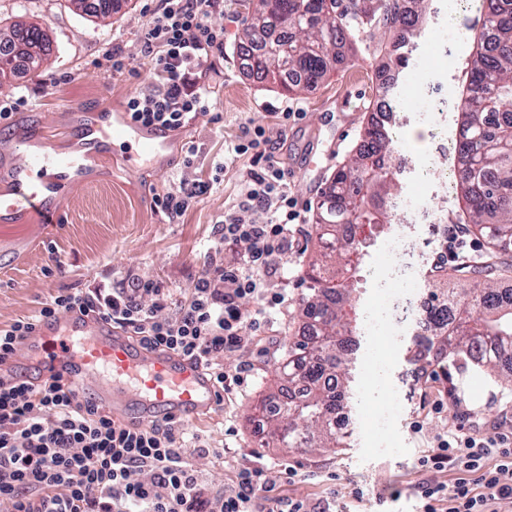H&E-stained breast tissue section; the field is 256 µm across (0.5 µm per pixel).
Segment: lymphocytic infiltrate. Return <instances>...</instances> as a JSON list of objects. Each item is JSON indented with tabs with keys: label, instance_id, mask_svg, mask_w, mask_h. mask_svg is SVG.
I'll list each match as a JSON object with an SVG mask.
<instances>
[{
	"label": "lymphocytic infiltrate",
	"instance_id": "f902f5d3",
	"mask_svg": "<svg viewBox=\"0 0 512 512\" xmlns=\"http://www.w3.org/2000/svg\"><path fill=\"white\" fill-rule=\"evenodd\" d=\"M224 0H161L141 39L151 87L126 102L133 121L176 131L211 105L208 87L191 77L224 52V29L212 17ZM246 158L239 193L216 227L210 261L181 298L150 279L130 288L98 285L60 291L33 315L0 328V512H209L207 490L187 456L206 447L201 436L176 420L144 425L114 420L58 375L34 386L13 375L12 361L42 324L77 312L131 332L145 349L175 353L213 381L219 392L241 386L251 369H224L225 352H250L257 325L288 309L286 280L292 239L307 209L287 190L290 173L263 127L243 126L231 144ZM212 182L185 177L174 190L154 194V206L175 219L210 193ZM266 222H256V212ZM243 254L223 261L224 247ZM259 299L253 311L244 304ZM438 453L420 458L421 469L453 466L462 473L452 486L416 482L421 512H489L512 498V439L475 438L464 426L440 439ZM496 464L483 468L486 456ZM259 468H244L219 496L218 512H305L289 498L269 499Z\"/></svg>",
	"mask_w": 512,
	"mask_h": 512
}]
</instances>
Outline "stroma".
<instances>
[{
  "mask_svg": "<svg viewBox=\"0 0 512 512\" xmlns=\"http://www.w3.org/2000/svg\"><path fill=\"white\" fill-rule=\"evenodd\" d=\"M157 6L158 0H122L111 17L98 19L75 13L69 0H0V22L39 26L50 41L39 68L14 69L0 80V101L28 98L9 119L0 120V145H16L17 132L34 131L44 119L58 127L70 125L69 112L79 105L124 111L127 98L152 82L141 65V31ZM251 10L249 0H224V12L215 18L224 27V53L214 60L211 110L173 135L176 155H184L187 143L198 146L195 173L215 177L211 193L171 220L155 209L152 194L177 187L184 166H153L141 174L126 167L118 149L87 160L86 179L66 192L57 223H43L27 212L18 223L0 224V243L12 248L0 264V327L34 314L58 291H78L100 281L128 288L136 279L149 278L176 296L188 289L204 271L214 228L238 192L242 162L231 159L227 148L248 123L265 127L271 138H283L278 157L292 173L288 186L316 207L336 170L359 148L373 105L386 101L394 108L395 133L406 157L393 164L400 196L435 207L443 222L457 223L453 159L443 161L440 175L428 172L427 165L437 144L452 147L459 137V92L472 52L468 33L482 25L481 0H426V20L415 43H401L397 33L389 32L354 49H340L343 62L325 81L295 93L257 80L242 68L237 44ZM115 46L130 71L113 79L100 63ZM395 51L422 61L419 85L406 95L399 86L380 82ZM423 84L436 87L446 100L445 121L424 120ZM285 112L299 113L300 118L282 123ZM219 163L224 171H216ZM398 229L391 224L370 241L357 296L360 308L374 302V283L385 271L384 257ZM439 240L437 225H413L411 244L421 255L400 282L402 291L432 293L427 272ZM318 248L312 224H305L295 243L296 258L284 271L293 297L288 312L276 317L273 330L262 332V351L253 356L254 369L239 391L211 417L188 423V430L210 445L209 452L192 454L190 462L213 492L230 485L239 469L251 466L265 471L273 495L303 500L309 512L339 497L345 498L349 512H374L376 496L394 486L402 495L386 503L387 512H417L411 484L425 478L449 486L459 476L452 468L418 472V458L433 454L436 437L454 432L458 424L455 409L435 411L434 401L456 390L480 432L512 436V388H502L478 367L458 370L445 363L436 365L435 378L421 379L420 365L411 359L417 341L413 322H406L402 336L386 349L361 332L351 339L352 380L338 411L341 447H277L258 407L277 394L279 362L305 322L298 305L302 277ZM52 250L65 262V274L45 273ZM379 349L386 354L385 380L373 389V354ZM370 405L390 415L387 430L378 437L368 429ZM289 469L294 479H287ZM355 488L363 490V501L350 498Z\"/></svg>",
  "mask_w": 512,
  "mask_h": 512,
  "instance_id": "obj_1",
  "label": "stroma"
}]
</instances>
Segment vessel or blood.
<instances>
[{
    "label": "vessel or blood",
    "mask_w": 512,
    "mask_h": 512,
    "mask_svg": "<svg viewBox=\"0 0 512 512\" xmlns=\"http://www.w3.org/2000/svg\"><path fill=\"white\" fill-rule=\"evenodd\" d=\"M75 154L59 157L52 144L53 128L43 124L12 162L0 166V179L10 189L0 195V223L7 224L23 208L55 223L66 189L82 180L85 159L112 146L124 148L127 165L135 169L154 162L177 165L170 154L171 133L134 122L125 112H99L76 107ZM35 383L74 363L79 390L90 393L113 416L139 415L145 420H196L216 411L221 401L203 370L171 352L137 348L123 330L77 314L62 316L29 340L17 359Z\"/></svg>",
    "instance_id": "obj_1"
}]
</instances>
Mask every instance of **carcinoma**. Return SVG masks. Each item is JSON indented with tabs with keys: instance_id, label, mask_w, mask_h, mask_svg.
<instances>
[{
	"instance_id": "cac0c4a2",
	"label": "carcinoma",
	"mask_w": 512,
	"mask_h": 512,
	"mask_svg": "<svg viewBox=\"0 0 512 512\" xmlns=\"http://www.w3.org/2000/svg\"><path fill=\"white\" fill-rule=\"evenodd\" d=\"M86 15L109 16L115 0H70ZM424 0L408 11L400 0H257L239 46L252 55L259 79L272 78L293 93L321 82L337 61L338 45L388 29L406 42L422 19ZM484 20L459 108L454 182L469 228L484 237L493 256L512 245V0H484ZM46 33L15 22L0 26V79L23 58L36 67L47 50ZM386 132L370 125L363 144L336 170L315 221L321 244L309 263L301 298L309 331L288 343L279 375L297 395L268 401L270 436L282 448H337L333 416L348 381L346 336L353 309V277L365 245L345 225L383 232L394 212L396 181ZM512 270L493 262L472 268L473 284L444 276L433 291L448 322L436 321L416 343L415 361L470 362L490 375L512 362V300L501 280Z\"/></svg>"
}]
</instances>
